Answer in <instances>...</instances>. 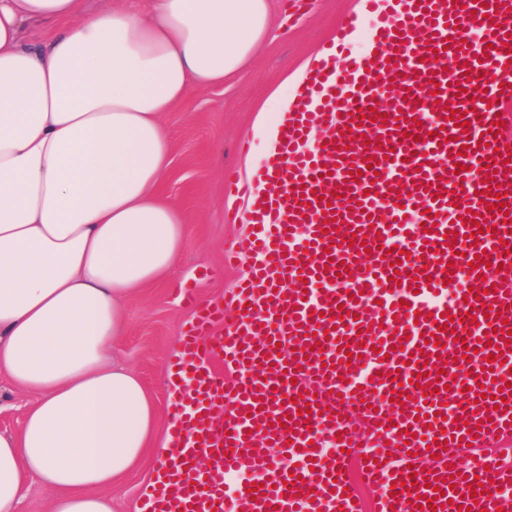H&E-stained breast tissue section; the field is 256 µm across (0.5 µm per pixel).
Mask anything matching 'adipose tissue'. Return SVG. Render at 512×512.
Here are the masks:
<instances>
[{
    "mask_svg": "<svg viewBox=\"0 0 512 512\" xmlns=\"http://www.w3.org/2000/svg\"><path fill=\"white\" fill-rule=\"evenodd\" d=\"M61 20L47 48L22 44L24 24ZM273 26L271 0H0V374L36 397L0 434V512L33 479L50 512H112L113 485L159 446L156 402L112 342L188 233L158 194L163 115L236 77ZM303 77L255 137L274 140Z\"/></svg>",
    "mask_w": 512,
    "mask_h": 512,
    "instance_id": "obj_1",
    "label": "adipose tissue"
}]
</instances>
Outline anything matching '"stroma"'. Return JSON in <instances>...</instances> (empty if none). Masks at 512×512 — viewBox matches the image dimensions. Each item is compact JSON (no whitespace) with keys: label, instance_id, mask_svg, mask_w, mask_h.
<instances>
[{"label":"stroma","instance_id":"obj_1","mask_svg":"<svg viewBox=\"0 0 512 512\" xmlns=\"http://www.w3.org/2000/svg\"><path fill=\"white\" fill-rule=\"evenodd\" d=\"M365 8L366 0H312L308 11L299 12L293 0H273L274 35L253 61L224 84L191 90L164 116L172 163L158 192L186 214L191 231L168 275L127 304L124 330L112 343L116 358L154 396L161 433L171 425L169 365L194 316L178 289H194L204 302L218 300L242 281L254 260L239 187L264 165L268 146L252 127L287 75L335 46L341 22ZM228 242L239 248L238 262L230 265L224 262ZM34 400L0 375V433H18ZM164 463L158 449H148L139 469L113 488L115 512H143L147 488Z\"/></svg>","mask_w":512,"mask_h":512}]
</instances>
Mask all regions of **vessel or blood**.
<instances>
[{
	"label": "vessel or blood",
	"instance_id": "b4317fda",
	"mask_svg": "<svg viewBox=\"0 0 512 512\" xmlns=\"http://www.w3.org/2000/svg\"><path fill=\"white\" fill-rule=\"evenodd\" d=\"M368 2L337 34L370 21L366 52L314 61L280 119L257 263L183 332L144 512H229L241 470L249 512H363L351 448L372 512H512V466L458 455L512 435V0Z\"/></svg>",
	"mask_w": 512,
	"mask_h": 512
}]
</instances>
